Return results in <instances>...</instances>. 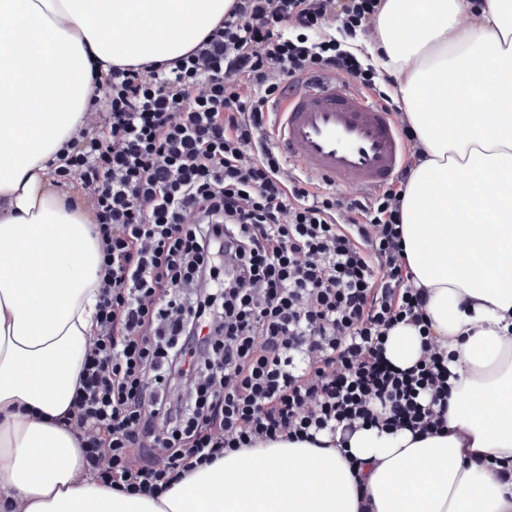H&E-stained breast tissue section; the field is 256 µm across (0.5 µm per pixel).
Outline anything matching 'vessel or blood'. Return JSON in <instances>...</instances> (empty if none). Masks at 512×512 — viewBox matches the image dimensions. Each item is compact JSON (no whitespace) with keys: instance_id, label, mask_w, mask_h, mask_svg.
<instances>
[{"instance_id":"b4317fda","label":"vessel or blood","mask_w":512,"mask_h":512,"mask_svg":"<svg viewBox=\"0 0 512 512\" xmlns=\"http://www.w3.org/2000/svg\"><path fill=\"white\" fill-rule=\"evenodd\" d=\"M276 146L307 174L363 191L396 173L404 147L388 112L349 82L304 83L275 109Z\"/></svg>"}]
</instances>
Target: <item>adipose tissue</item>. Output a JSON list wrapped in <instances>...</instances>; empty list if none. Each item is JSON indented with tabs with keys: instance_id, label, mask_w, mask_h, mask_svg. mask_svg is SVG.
Instances as JSON below:
<instances>
[{
	"instance_id": "obj_1",
	"label": "adipose tissue",
	"mask_w": 512,
	"mask_h": 512,
	"mask_svg": "<svg viewBox=\"0 0 512 512\" xmlns=\"http://www.w3.org/2000/svg\"><path fill=\"white\" fill-rule=\"evenodd\" d=\"M233 0H0V498L14 512H512V0H385L374 64L415 138L405 253L448 355L446 426L225 452L160 497L84 472L58 427L97 330L98 241L47 167L112 64L181 57ZM423 354L418 328L386 341Z\"/></svg>"
}]
</instances>
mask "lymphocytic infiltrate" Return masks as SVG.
Instances as JSON below:
<instances>
[{"instance_id":"lymphocytic-infiltrate-1","label":"lymphocytic infiltrate","mask_w":512,"mask_h":512,"mask_svg":"<svg viewBox=\"0 0 512 512\" xmlns=\"http://www.w3.org/2000/svg\"><path fill=\"white\" fill-rule=\"evenodd\" d=\"M383 4L234 0L181 58L110 67L104 105L49 162L90 201L101 253L97 334L57 420L96 480L158 497L260 442L443 427L448 365L403 253L410 165L344 197L269 135L272 105L313 75L399 112L354 50ZM403 322L424 354L397 369L385 342Z\"/></svg>"}]
</instances>
